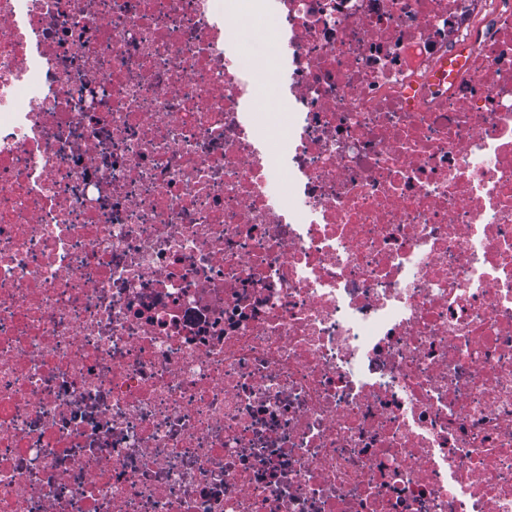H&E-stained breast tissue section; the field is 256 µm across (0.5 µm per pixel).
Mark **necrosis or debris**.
I'll return each mask as SVG.
<instances>
[{
  "mask_svg": "<svg viewBox=\"0 0 512 512\" xmlns=\"http://www.w3.org/2000/svg\"><path fill=\"white\" fill-rule=\"evenodd\" d=\"M0 512H512V0H0Z\"/></svg>",
  "mask_w": 512,
  "mask_h": 512,
  "instance_id": "obj_1",
  "label": "necrosis or debris"
}]
</instances>
